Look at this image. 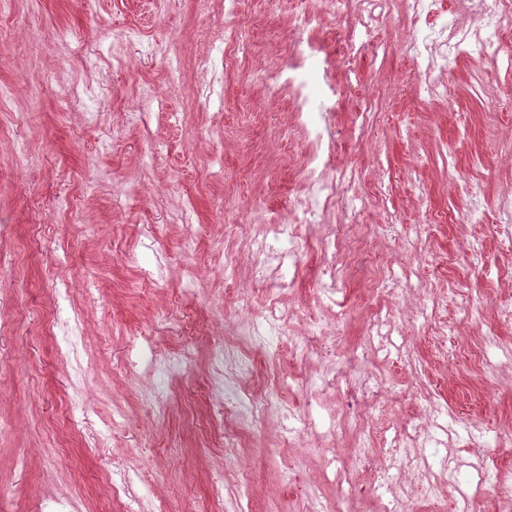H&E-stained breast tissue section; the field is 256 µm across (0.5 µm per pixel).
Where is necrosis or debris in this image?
Returning a JSON list of instances; mask_svg holds the SVG:
<instances>
[{
    "instance_id": "necrosis-or-debris-1",
    "label": "necrosis or debris",
    "mask_w": 512,
    "mask_h": 512,
    "mask_svg": "<svg viewBox=\"0 0 512 512\" xmlns=\"http://www.w3.org/2000/svg\"><path fill=\"white\" fill-rule=\"evenodd\" d=\"M366 19L349 32L343 58L325 53L308 37L307 32L316 22L311 13L296 17L299 31L287 61L275 72L274 78L293 92L291 108L299 125L305 131L307 152L306 197L287 217H273L265 221L262 232L251 237L249 252L256 281L269 285V303L261 322L247 323L243 333L251 343L265 346L274 339L294 338L297 349L308 352L313 344L327 335L326 327L310 321L300 337H293L288 315L278 306L276 292L282 288L280 270L287 261H295L296 246L301 228L306 224H326L331 217L357 222L366 209L363 199H345L341 182L335 170L336 141L329 123L326 105L336 95L333 72L347 66L349 60L368 49L373 43V23L385 15L389 0H358ZM459 11L473 17L475 31L464 30L455 14L439 10V0H412V10L423 25L404 45L406 53L420 62L418 90L433 97H447L448 80L443 63L473 53L501 58L507 70L512 71V55L501 53V29L504 15L490 9L486 0H458ZM129 349L138 357L140 366L165 378L179 373L186 365L185 352L158 355L149 337L132 338ZM251 360L245 354L230 348H217L212 356L208 375V397L216 405H223L226 391L232 390L237 374L250 372Z\"/></svg>"
}]
</instances>
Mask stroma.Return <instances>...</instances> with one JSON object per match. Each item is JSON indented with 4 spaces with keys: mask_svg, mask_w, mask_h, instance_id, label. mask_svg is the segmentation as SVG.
I'll use <instances>...</instances> for the list:
<instances>
[{
    "mask_svg": "<svg viewBox=\"0 0 512 512\" xmlns=\"http://www.w3.org/2000/svg\"><path fill=\"white\" fill-rule=\"evenodd\" d=\"M317 8V0H245L241 20L257 45L228 72L224 0H12L0 17V85L12 90L0 107V275L14 311L0 329V512H41L63 494L81 512H123L105 482L117 461L149 468L139 493L166 512H210L218 472L225 503L243 512H307L310 489L344 512H382L373 489L383 455L397 435L432 432L429 406L460 418L447 455L458 461L512 435V321L500 313L512 307V255L498 247L497 201L512 183L504 160L512 72L491 57L452 59L451 98L419 100L417 63L403 52L415 29L407 0H391L375 47L333 76L343 190L368 202L345 232L377 255L376 272L343 265L337 317L323 292L330 254L299 242V273L279 304L294 334L315 316L331 335L306 359L285 340L272 356L249 349L252 370L236 381L248 394L278 391L292 410L313 406L335 417L336 431L283 439L274 407L264 429L228 451L224 434L240 422L207 419L212 343L248 349L221 322L258 318L267 299L251 278L249 239L270 213L287 214L301 184L304 132L288 90L254 74L287 60L295 10ZM129 27L140 36L122 42ZM368 102L376 110L362 128L355 116ZM461 174L486 186L474 224L445 220L465 207L452 186ZM475 237L485 243L477 262L467 250ZM145 266L160 276L143 280ZM378 278L407 290L380 295ZM62 280L65 310L53 295ZM89 280L96 296L82 291ZM238 286L250 307L238 304ZM479 293L488 304L475 319L468 299ZM71 309L81 314L89 363L78 388L47 332L49 316ZM184 320L197 342L160 419L145 401L152 378L127 365L129 339L147 335L162 354L181 349ZM482 349L499 371L492 385L472 360ZM472 422L484 438L470 434ZM106 426L109 445L96 447ZM443 459L430 460L435 500L425 479L407 476L406 512H457L467 487L449 479ZM498 468L500 482L478 494L476 512H512V454L500 455Z\"/></svg>",
    "mask_w": 512,
    "mask_h": 512,
    "instance_id": "1",
    "label": "stroma"
}]
</instances>
